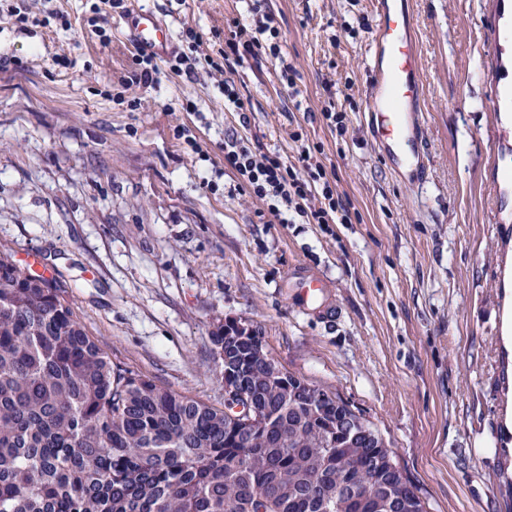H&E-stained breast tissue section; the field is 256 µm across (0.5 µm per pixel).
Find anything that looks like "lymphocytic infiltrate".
<instances>
[{"instance_id":"obj_1","label":"lymphocytic infiltrate","mask_w":512,"mask_h":512,"mask_svg":"<svg viewBox=\"0 0 512 512\" xmlns=\"http://www.w3.org/2000/svg\"><path fill=\"white\" fill-rule=\"evenodd\" d=\"M253 27L231 21L224 33L223 68L234 71L245 60L264 55L278 60L280 76L296 88V69L284 59L277 42L279 31L265 0H250ZM224 163L240 183L259 198L270 200L272 211H283L288 223L347 224L350 212L310 148H303L294 164L280 156L260 152L254 143L233 139L224 145Z\"/></svg>"}]
</instances>
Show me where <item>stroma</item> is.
I'll use <instances>...</instances> for the list:
<instances>
[{
    "label": "stroma",
    "mask_w": 512,
    "mask_h": 512,
    "mask_svg": "<svg viewBox=\"0 0 512 512\" xmlns=\"http://www.w3.org/2000/svg\"><path fill=\"white\" fill-rule=\"evenodd\" d=\"M170 23L177 49L218 56L246 0H125ZM270 57L222 74L135 83L124 17L99 0H0V251L38 255L90 336L125 368L224 402L212 334L237 320L285 371L361 411L429 512H512V45L489 81L487 15L512 0H411L424 84V183H403L366 114L373 0H267ZM234 81L244 112L224 107ZM334 103L341 123L321 116ZM302 146L347 224H284L241 188L224 143ZM325 287L306 300L298 271Z\"/></svg>",
    "instance_id": "stroma-1"
}]
</instances>
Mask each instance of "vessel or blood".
<instances>
[{
    "mask_svg": "<svg viewBox=\"0 0 512 512\" xmlns=\"http://www.w3.org/2000/svg\"><path fill=\"white\" fill-rule=\"evenodd\" d=\"M376 25L370 48L367 105L371 138L407 183L422 182L428 163L414 144L421 133L415 110L422 93L416 46L410 36L408 0H375ZM139 50L171 55L175 44L167 25L154 13L139 12L128 22Z\"/></svg>",
    "mask_w": 512,
    "mask_h": 512,
    "instance_id": "b4317fda",
    "label": "vessel or blood"
}]
</instances>
